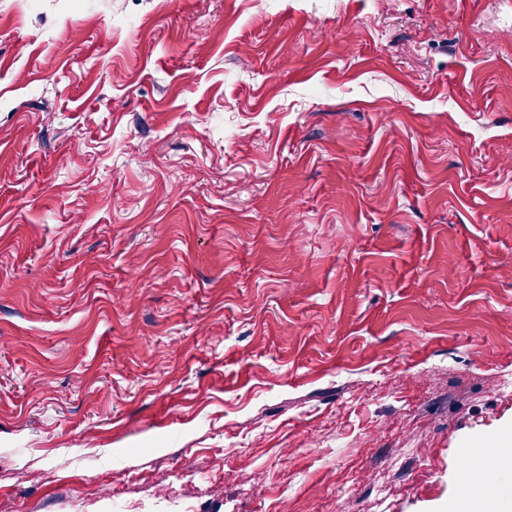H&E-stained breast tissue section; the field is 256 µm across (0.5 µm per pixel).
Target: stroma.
Listing matches in <instances>:
<instances>
[{
	"label": "stroma",
	"mask_w": 512,
	"mask_h": 512,
	"mask_svg": "<svg viewBox=\"0 0 512 512\" xmlns=\"http://www.w3.org/2000/svg\"><path fill=\"white\" fill-rule=\"evenodd\" d=\"M506 375L512 0H0V512H447Z\"/></svg>",
	"instance_id": "35a3bbf8"
}]
</instances>
